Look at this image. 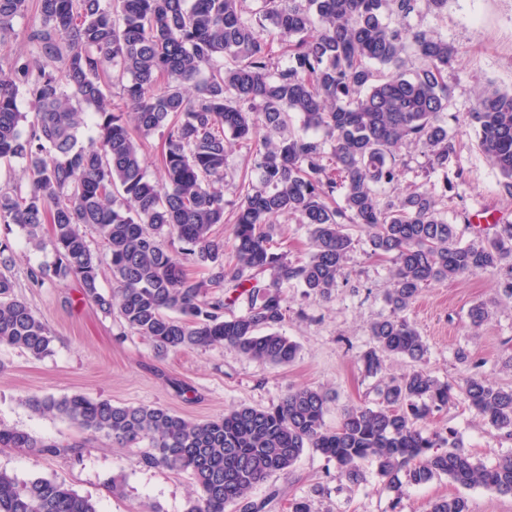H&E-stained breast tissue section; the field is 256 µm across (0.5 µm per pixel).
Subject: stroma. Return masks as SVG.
<instances>
[{"label": "stroma", "mask_w": 512, "mask_h": 512, "mask_svg": "<svg viewBox=\"0 0 512 512\" xmlns=\"http://www.w3.org/2000/svg\"><path fill=\"white\" fill-rule=\"evenodd\" d=\"M41 24L34 7L17 18L12 32L0 41V62L32 56L29 35ZM407 24L432 31L458 51V63L448 72L450 112L468 111L480 87L512 91V0H448L443 16L423 10ZM405 154L409 166L402 186L423 181L432 185L464 240L472 239L473 227L512 221V198L502 191L473 133L460 137L466 180L450 192L444 189L442 173H426V160L418 150L409 148ZM0 241L14 256L16 297L38 312L54 336L50 353L39 359L0 346V424L38 440L83 444L80 453L57 456L28 448L0 449V469L19 481L45 477L63 482L90 497L100 512H185L192 491L189 474L148 469L139 465L131 449L103 439L85 440L68 421L30 408L28 400L34 396L81 394L115 404L163 405L186 418L206 420L241 405L272 406L291 388L320 386L332 396L325 415L330 427L339 422L344 408L378 399L379 378L366 375L358 358L372 345L370 325L390 313L385 295L392 286L391 263L370 256L366 245L351 253L349 277L339 282L331 300L286 285L290 311L280 331L299 352L292 363L271 366L221 345L157 355L150 341L124 332L117 318L90 303L78 281L50 278L43 287H30L29 269L52 263V250L33 249L13 224H0ZM498 289L497 277L488 274L433 283L407 310L428 346L422 367L431 376L442 381L461 377L465 366L457 353L463 349L482 376L512 388V301L501 300ZM480 303L488 304L490 317L475 329L468 312ZM180 383L187 393L177 392ZM433 421L455 428L476 462L492 466L512 456V437L485 426L463 401L435 413ZM362 471V481L349 484L339 478L335 463L307 450L288 473L273 475L252 494L261 498L279 489L281 499L271 512H287L288 499L312 495L318 483L325 491L312 495L315 512H428L434 501L460 494L470 512H512V496L480 487L466 490L444 476L395 492L387 488L375 461H364ZM113 478L122 482V493L110 491Z\"/></svg>", "instance_id": "stroma-1"}]
</instances>
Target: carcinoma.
Masks as SVG:
<instances>
[{
    "instance_id": "cac0c4a2",
    "label": "carcinoma",
    "mask_w": 512,
    "mask_h": 512,
    "mask_svg": "<svg viewBox=\"0 0 512 512\" xmlns=\"http://www.w3.org/2000/svg\"><path fill=\"white\" fill-rule=\"evenodd\" d=\"M440 15L447 0H37L42 26L31 34L38 56L0 64V163L25 164L28 186L0 188V223L16 224L36 248L51 226L54 262L28 271L33 288L54 276L76 279L101 312L149 340L156 353L227 346L274 366L298 348L278 328L288 312L284 285L332 297L349 254L363 243L393 263L391 314L374 322V346L359 361L375 376L385 359L417 364L428 347L405 311L433 282L499 273L512 299V222L464 242L424 182L400 188L404 146L421 149L432 171L465 182L456 130L448 119V70L456 51L403 21L419 2ZM28 0H0V37ZM396 17L392 24L388 18ZM288 58L281 65L278 55ZM410 56L411 74L403 71ZM122 105L112 103V82ZM24 96L35 114L29 129ZM303 129H291L293 117ZM92 122L96 136L84 143ZM464 123L512 198V92L481 89ZM162 132L163 180L149 177L145 140ZM253 148L238 201L222 185L232 142ZM282 216L307 228L310 250L292 261L273 250L270 227ZM230 223L218 237L214 226ZM106 247L92 250L87 231ZM181 244L182 258L167 249ZM108 262L118 287L102 292ZM190 261L207 271L188 273ZM8 245H0V346L41 358L53 336L14 295ZM243 306L239 315L232 311ZM462 394L488 427L512 435V388L476 372L458 382L421 369L383 380L373 406L344 410L330 428L326 390L290 389L268 408L241 406L194 421L164 406L114 404L81 394L32 398L30 407L60 416L121 447L138 463L190 474L187 512H269L279 498L251 489L295 465L307 449L334 462L355 485L372 459L388 488L446 476L464 488L512 495V457L493 467L473 460L450 427L428 428L434 413ZM0 448L57 455L0 424ZM0 512H99L63 482L21 483L0 470ZM429 512H470L462 496Z\"/></svg>"
}]
</instances>
